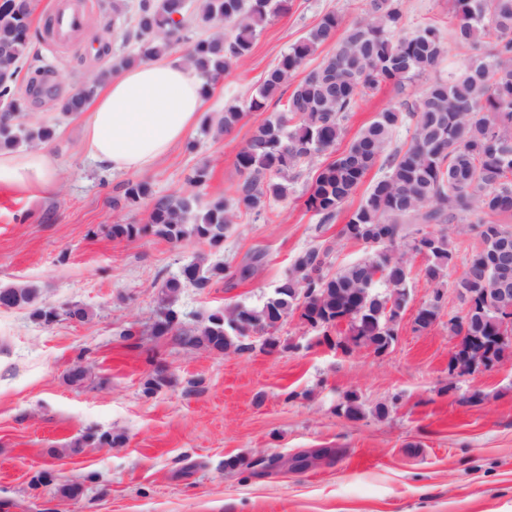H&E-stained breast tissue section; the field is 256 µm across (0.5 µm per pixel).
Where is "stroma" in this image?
I'll list each match as a JSON object with an SVG mask.
<instances>
[{"label": "stroma", "instance_id": "obj_1", "mask_svg": "<svg viewBox=\"0 0 512 512\" xmlns=\"http://www.w3.org/2000/svg\"><path fill=\"white\" fill-rule=\"evenodd\" d=\"M51 2L41 0L31 17L36 38L27 66L45 71L65 96L86 74L130 50V21L113 20L112 0H91L86 17L93 28L65 49L47 32ZM366 8L367 0H289L251 56L213 92L209 114L246 101L280 53L323 14L336 12L349 23ZM451 8L452 0H402L404 30L432 23L449 31ZM470 54L449 44L436 70L404 91L381 86L350 113L345 140L383 108L460 69ZM276 109L272 103L249 113L218 138L194 129L187 139L195 150L178 145L134 177L164 197L188 190L189 175L205 164L210 179L199 190L202 201L230 194L239 180L237 153ZM29 113L54 126L44 148L61 174L56 191L45 196L0 183V288L32 282L44 302L80 304L93 315L85 323L63 319L46 326L28 310L0 307V512H512V360L461 377L448 372L457 343L448 316L463 309L453 288L461 266L448 270L437 322L419 331L414 316L433 288L423 260L412 258L398 341L382 356L319 343L295 315L276 331L273 350L255 336L241 352L185 351L173 337L152 334L164 279L202 255L234 266L259 253L263 260L248 281L185 287L175 307L185 325L198 328L214 309L262 306L308 248L329 249L334 269L366 256L363 244L340 234L360 196L333 223L318 225L302 200L316 169L309 163L286 200L265 218L232 225L220 250L151 235L114 240L106 227L146 223L150 203L113 209L114 188L126 176L82 152V114H60L56 99L45 96L32 98ZM129 325L139 330L138 340L120 337ZM152 355L165 364L170 382L147 396ZM78 360L89 378L75 388L65 374ZM348 392L361 403L355 419L338 412ZM475 392L481 402L469 403ZM382 403L389 411L380 416ZM90 429L112 431L123 443L70 453L69 443ZM318 448L341 454L303 470L268 465L270 458ZM231 458L240 459V467L226 468ZM42 470L51 473V485L31 488ZM66 483L84 490L61 496L56 488Z\"/></svg>", "mask_w": 512, "mask_h": 512}]
</instances>
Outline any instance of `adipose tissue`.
I'll return each mask as SVG.
<instances>
[{
  "label": "adipose tissue",
  "mask_w": 512,
  "mask_h": 512,
  "mask_svg": "<svg viewBox=\"0 0 512 512\" xmlns=\"http://www.w3.org/2000/svg\"><path fill=\"white\" fill-rule=\"evenodd\" d=\"M205 98L195 71L164 55L106 81L86 108L82 147L115 172L151 167L202 119ZM60 176L46 151H0V181L49 193Z\"/></svg>",
  "instance_id": "1"
}]
</instances>
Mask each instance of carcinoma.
Returning <instances> with one entry per match:
<instances>
[{
    "label": "carcinoma",
    "instance_id": "obj_1",
    "mask_svg": "<svg viewBox=\"0 0 512 512\" xmlns=\"http://www.w3.org/2000/svg\"><path fill=\"white\" fill-rule=\"evenodd\" d=\"M288 0H201L189 15L188 0H138L134 25L127 33L133 49L113 58V69L130 66L183 48L182 60L193 68L202 89L244 61L272 18L285 12ZM28 0L0 5V147L13 149L53 139L54 129L42 122L18 124L16 114L26 106L20 75L31 52ZM451 38L459 46L488 45L472 55L459 73L450 72L431 83L414 99L376 114L332 161L320 166L303 194L306 210L318 226L333 223L343 206L376 165L385 174L372 182L358 207L350 213L341 236L372 250L369 257L325 272L328 249L311 247L299 253L280 279L274 295L260 307L236 306L212 311L200 328L182 325L172 297L190 285L203 290L215 278L239 281L254 276L261 255L235 267L190 263L180 276L163 282L158 294L156 336L171 334L188 350L222 353L243 349L240 338L269 335L293 314L322 342L347 353L365 347L378 356L396 343L399 316L408 301L411 266L407 255L428 248L423 269L434 286L431 302L414 319L416 330L430 328L442 307L445 278L455 264L450 234L435 233L431 242L419 239L420 227L465 224L477 232L480 246L462 258L468 269L464 283L470 304L448 318V334L473 336L492 349V364L512 355V340L500 342V325L512 319V277L499 279L495 258L506 224L491 221L512 215V0H454ZM224 26V31L199 35L195 30ZM332 43L334 52L321 65L294 81L317 47ZM445 51L439 29L427 25L402 33L399 0H369L367 16L344 28L334 12L322 16L305 36L292 43L261 79L242 105L224 108L217 123L226 134L250 112L293 88L282 108L247 140L237 154L239 181L233 192L205 206L195 189L210 179L207 167L188 178L193 190L155 201L147 224H114L112 239L153 234L171 243L195 241L214 250L223 247L231 225L244 216L258 218L273 211L288 195L293 171L303 162L335 151L350 112L382 84L400 88L434 69ZM105 78L87 76L81 89L59 102L64 113L85 110ZM401 127L410 133L406 146H392ZM152 196L150 185L127 180L115 188V210L141 205ZM0 306L29 308L49 326L64 318L84 322L89 311L80 305L56 307L38 302V289L20 283L0 289ZM346 325L345 331L338 330ZM338 338H332V335ZM154 372L144 393L167 384L165 366L153 361ZM338 410L351 418L360 414L358 396L347 393ZM112 432H89L73 442L76 448L112 446Z\"/></svg>",
    "mask_w": 512,
    "mask_h": 512
}]
</instances>
